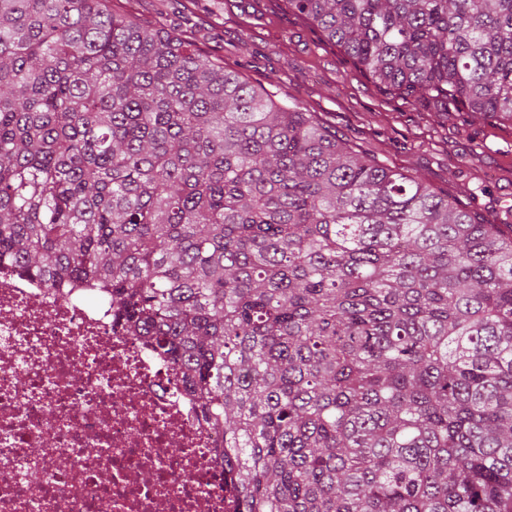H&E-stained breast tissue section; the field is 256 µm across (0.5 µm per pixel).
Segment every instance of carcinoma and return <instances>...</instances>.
<instances>
[{"label":"carcinoma","instance_id":"obj_1","mask_svg":"<svg viewBox=\"0 0 512 512\" xmlns=\"http://www.w3.org/2000/svg\"><path fill=\"white\" fill-rule=\"evenodd\" d=\"M380 89L512 123V0H286ZM104 288L231 512H512V224L107 0H0V263Z\"/></svg>","mask_w":512,"mask_h":512}]
</instances>
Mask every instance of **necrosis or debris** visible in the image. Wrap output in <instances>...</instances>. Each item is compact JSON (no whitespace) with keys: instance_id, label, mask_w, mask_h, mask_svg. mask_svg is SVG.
I'll return each instance as SVG.
<instances>
[{"instance_id":"1","label":"necrosis or debris","mask_w":512,"mask_h":512,"mask_svg":"<svg viewBox=\"0 0 512 512\" xmlns=\"http://www.w3.org/2000/svg\"><path fill=\"white\" fill-rule=\"evenodd\" d=\"M220 444L101 289L0 270V512H228Z\"/></svg>"}]
</instances>
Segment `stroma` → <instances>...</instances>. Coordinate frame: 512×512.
<instances>
[{
    "instance_id": "obj_1",
    "label": "stroma",
    "mask_w": 512,
    "mask_h": 512,
    "mask_svg": "<svg viewBox=\"0 0 512 512\" xmlns=\"http://www.w3.org/2000/svg\"><path fill=\"white\" fill-rule=\"evenodd\" d=\"M163 25L254 85L317 113L339 137L384 164L512 224V125L468 112L442 117L387 95L284 0H112Z\"/></svg>"
}]
</instances>
